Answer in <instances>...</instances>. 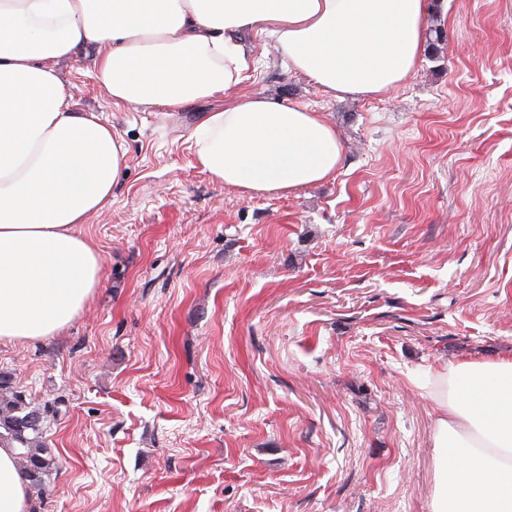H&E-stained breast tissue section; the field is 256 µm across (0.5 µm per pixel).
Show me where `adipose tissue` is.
I'll return each mask as SVG.
<instances>
[{
    "label": "adipose tissue",
    "instance_id": "ef3b65f1",
    "mask_svg": "<svg viewBox=\"0 0 512 512\" xmlns=\"http://www.w3.org/2000/svg\"><path fill=\"white\" fill-rule=\"evenodd\" d=\"M428 0H0V343L58 334L101 285L81 226L112 202L123 139L75 107L58 65L98 55L114 105L170 112L240 85L247 34L333 96H377L414 74ZM194 164L249 195L333 178L334 124L310 107L243 97L192 132ZM437 410L431 512H512V354L427 367ZM15 448L0 444V512H28Z\"/></svg>",
    "mask_w": 512,
    "mask_h": 512
}]
</instances>
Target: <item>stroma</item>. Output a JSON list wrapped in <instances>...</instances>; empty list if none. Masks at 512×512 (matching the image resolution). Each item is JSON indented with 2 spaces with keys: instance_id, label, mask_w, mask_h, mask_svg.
Instances as JSON below:
<instances>
[{
  "instance_id": "35a3bbf8",
  "label": "stroma",
  "mask_w": 512,
  "mask_h": 512,
  "mask_svg": "<svg viewBox=\"0 0 512 512\" xmlns=\"http://www.w3.org/2000/svg\"><path fill=\"white\" fill-rule=\"evenodd\" d=\"M436 53L335 98L265 36L239 86L179 112L114 106L86 47L58 70L122 136L82 230L101 286L70 326L0 343L52 403L35 512H430L428 365L512 352V0H429ZM327 114L335 178L249 196L193 164L204 113L243 96Z\"/></svg>"
}]
</instances>
